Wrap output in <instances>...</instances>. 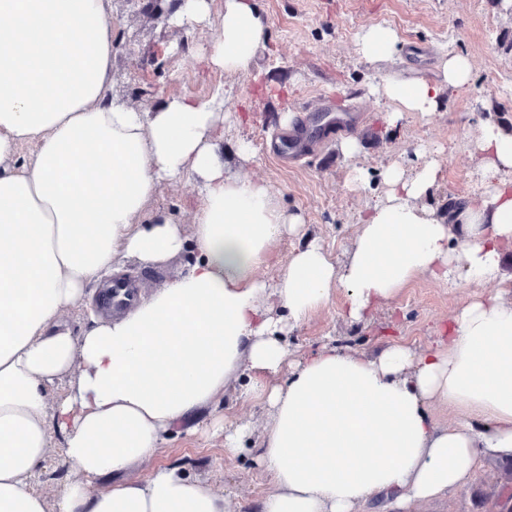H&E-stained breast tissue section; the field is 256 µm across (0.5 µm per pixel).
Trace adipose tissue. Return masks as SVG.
Here are the masks:
<instances>
[{
  "instance_id": "1",
  "label": "adipose tissue",
  "mask_w": 512,
  "mask_h": 512,
  "mask_svg": "<svg viewBox=\"0 0 512 512\" xmlns=\"http://www.w3.org/2000/svg\"><path fill=\"white\" fill-rule=\"evenodd\" d=\"M207 58L244 72L270 25L257 0H224ZM111 0H0V512H228L203 477L155 470L106 489L94 480L147 461L175 425L192 423L241 369L271 423L262 460L274 490L257 512H388L467 486L486 457L512 460V132L481 124L475 141L488 192L451 218L422 206L440 162L383 171V190L345 261L308 242L278 279H259L274 242L298 233L269 185L226 170L217 122L223 92L134 107L112 94ZM441 82L389 78L403 113L434 112L443 88L471 82L461 54ZM33 146L22 157L23 146ZM202 185L192 233L145 216L165 182ZM193 246L192 269L119 317L93 316L73 335L64 314L117 269L119 256L154 267ZM498 282L439 331L435 346L383 345L366 358L323 348L295 359L286 335L333 292L345 317L365 320L417 276ZM274 294L283 313L263 307ZM67 392L48 395L58 382ZM441 401L459 413L438 423ZM72 476L54 501L32 490L53 436Z\"/></svg>"
}]
</instances>
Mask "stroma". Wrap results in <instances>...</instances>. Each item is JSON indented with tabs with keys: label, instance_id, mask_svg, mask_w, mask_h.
Here are the masks:
<instances>
[{
	"label": "stroma",
	"instance_id": "1",
	"mask_svg": "<svg viewBox=\"0 0 512 512\" xmlns=\"http://www.w3.org/2000/svg\"><path fill=\"white\" fill-rule=\"evenodd\" d=\"M164 3L112 0V92L129 104L146 106L168 94L206 98L224 91L227 111L240 116L239 123H225V144L244 139L252 146L249 158H230L231 172L268 182L280 206L300 214L304 222V236L277 243L259 278L274 282L288 254L312 239L333 260L344 261L390 163H399L410 173L417 153L439 152V180L425 204L441 214L483 192L471 143L484 120L512 129V0H259L270 22L269 40L247 71L236 75L211 68L203 54L215 26H171ZM373 26L394 29L401 49L370 64L361 59L357 41ZM445 53L469 57L470 85L444 95L435 112H407L397 127H389V104L373 93V86L390 77L440 80L439 60ZM302 107L316 114H353L350 136L360 147L356 157L346 158L335 141L314 149L292 167L273 159L265 144L281 130L283 114ZM356 167L367 174L368 187L353 185ZM199 201L198 185L186 179L162 184L147 209L187 227ZM196 258L190 248L155 269L125 258L119 271L147 277L153 292L190 268ZM494 289L491 283L459 279L445 284L422 275L390 305L374 311L367 325L344 319L345 298L337 292L323 309L292 328L287 340L300 357L333 344L367 356L375 351L373 338L379 334L420 351L430 346L437 326L447 323L474 295ZM249 383V372L238 373L204 409L198 433L175 427L163 448L131 468L128 478L144 480L160 468L205 476L231 512H254L274 486L260 458L269 414L246 399ZM219 420L241 427L237 454H225L224 433L215 426ZM416 512H512V462L481 460L466 488L419 504Z\"/></svg>",
	"mask_w": 512,
	"mask_h": 512
}]
</instances>
